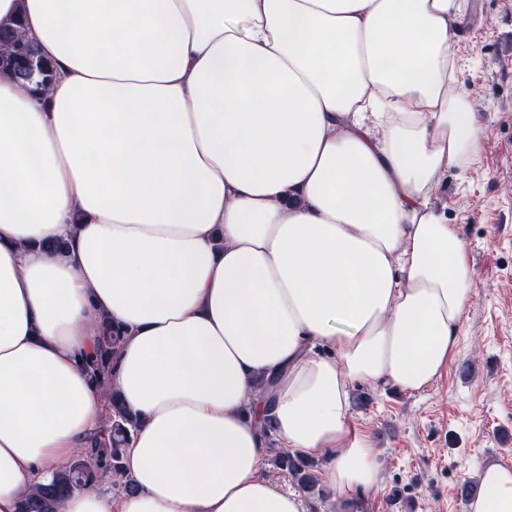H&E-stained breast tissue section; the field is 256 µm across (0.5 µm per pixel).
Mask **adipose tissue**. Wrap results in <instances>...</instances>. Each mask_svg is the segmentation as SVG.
<instances>
[{"label": "adipose tissue", "mask_w": 512, "mask_h": 512, "mask_svg": "<svg viewBox=\"0 0 512 512\" xmlns=\"http://www.w3.org/2000/svg\"><path fill=\"white\" fill-rule=\"evenodd\" d=\"M459 0H0L53 63L0 75V512L75 458L106 394L135 490L62 512H309L272 447L322 460L323 512H364L380 451L352 384L431 387L473 270L431 195L480 149ZM66 254L50 250L58 240ZM469 512H512L485 462Z\"/></svg>", "instance_id": "adipose-tissue-1"}]
</instances>
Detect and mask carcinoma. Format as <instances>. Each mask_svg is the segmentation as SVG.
<instances>
[{
  "label": "carcinoma",
  "mask_w": 512,
  "mask_h": 512,
  "mask_svg": "<svg viewBox=\"0 0 512 512\" xmlns=\"http://www.w3.org/2000/svg\"><path fill=\"white\" fill-rule=\"evenodd\" d=\"M5 72L24 83L38 76L40 88L53 76L52 65L40 56L34 44L16 31L0 30V73ZM121 341L119 329L113 327L112 322H105L94 355L84 363L91 381L108 392L105 425L89 438L88 448L57 474L52 483L36 488L27 500L26 512H62L63 501L70 490L89 488L105 479L119 491L134 490L132 481L122 473V459L129 429L135 426L136 419L112 388V372ZM268 465L287 473L302 490L324 496L319 488L318 462L279 450L273 452Z\"/></svg>",
  "instance_id": "cac0c4a2"
}]
</instances>
